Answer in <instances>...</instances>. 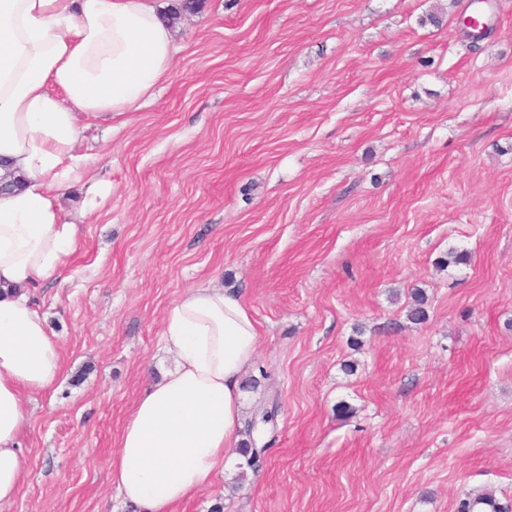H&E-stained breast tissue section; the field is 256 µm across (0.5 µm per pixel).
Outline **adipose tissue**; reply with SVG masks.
<instances>
[{
  "mask_svg": "<svg viewBox=\"0 0 512 512\" xmlns=\"http://www.w3.org/2000/svg\"><path fill=\"white\" fill-rule=\"evenodd\" d=\"M161 0H0V510L25 478V392L65 367L33 287L57 280L76 224L60 199L86 166L83 116L132 112L168 80L176 54ZM260 331L242 295L193 288L167 311L174 365L137 399L112 455L131 512H174L208 487L240 435L245 371Z\"/></svg>",
  "mask_w": 512,
  "mask_h": 512,
  "instance_id": "1",
  "label": "adipose tissue"
}]
</instances>
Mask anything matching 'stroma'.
I'll return each mask as SVG.
<instances>
[{
	"label": "stroma",
	"mask_w": 512,
	"mask_h": 512,
	"mask_svg": "<svg viewBox=\"0 0 512 512\" xmlns=\"http://www.w3.org/2000/svg\"><path fill=\"white\" fill-rule=\"evenodd\" d=\"M470 0H204L168 80L85 122L82 215L33 301L65 373L25 395L26 477L5 512H128L110 463L172 364L187 290L243 295L261 343L232 455L176 512H456L512 498V0L470 45ZM467 252L447 264L449 250ZM427 321L407 316L415 290ZM347 402L351 415L336 411ZM486 509L490 512H511L512 503H500L492 493L484 492L466 495L457 506V512H483Z\"/></svg>",
	"instance_id": "stroma-1"
}]
</instances>
